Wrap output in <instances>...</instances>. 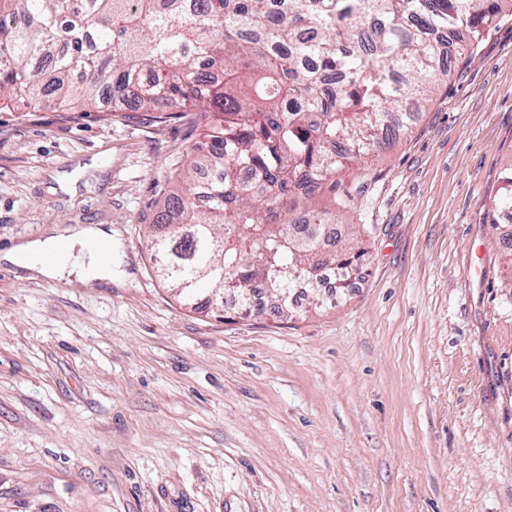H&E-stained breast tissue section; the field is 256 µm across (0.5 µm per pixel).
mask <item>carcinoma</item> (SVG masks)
Listing matches in <instances>:
<instances>
[{
    "label": "carcinoma",
    "instance_id": "carcinoma-1",
    "mask_svg": "<svg viewBox=\"0 0 512 512\" xmlns=\"http://www.w3.org/2000/svg\"><path fill=\"white\" fill-rule=\"evenodd\" d=\"M499 19V0H0V105L82 111L107 89L120 112L136 87L144 112L224 113L188 189L156 204L153 268L186 306L234 295L254 317L270 309L251 299L262 279L286 320L301 284L367 262L354 232L326 236L352 226L344 172L447 81L441 34L472 49ZM198 54L224 80H202ZM503 183L491 207L512 223V168Z\"/></svg>",
    "mask_w": 512,
    "mask_h": 512
}]
</instances>
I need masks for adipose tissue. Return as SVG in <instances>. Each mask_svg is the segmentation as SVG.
Here are the masks:
<instances>
[{"label":"adipose tissue","instance_id":"1","mask_svg":"<svg viewBox=\"0 0 512 512\" xmlns=\"http://www.w3.org/2000/svg\"><path fill=\"white\" fill-rule=\"evenodd\" d=\"M111 238L110 232L96 227L75 228L65 232L52 230L42 239L13 247L5 258L18 267L49 278H59L68 269L73 250L78 248L87 259L86 265L79 271L81 280L108 286L112 283V261L101 258L92 244Z\"/></svg>","mask_w":512,"mask_h":512}]
</instances>
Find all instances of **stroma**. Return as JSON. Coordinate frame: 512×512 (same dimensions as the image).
<instances>
[{
	"instance_id": "obj_1",
	"label": "stroma",
	"mask_w": 512,
	"mask_h": 512,
	"mask_svg": "<svg viewBox=\"0 0 512 512\" xmlns=\"http://www.w3.org/2000/svg\"><path fill=\"white\" fill-rule=\"evenodd\" d=\"M368 159L367 266L294 319L180 305L144 243L195 115L0 111V512H512V0ZM112 232L122 286L4 260ZM488 275L466 271L474 246ZM502 180L504 186L500 188V193L491 200V207L499 218H506L512 223V167L507 169V173Z\"/></svg>"
}]
</instances>
